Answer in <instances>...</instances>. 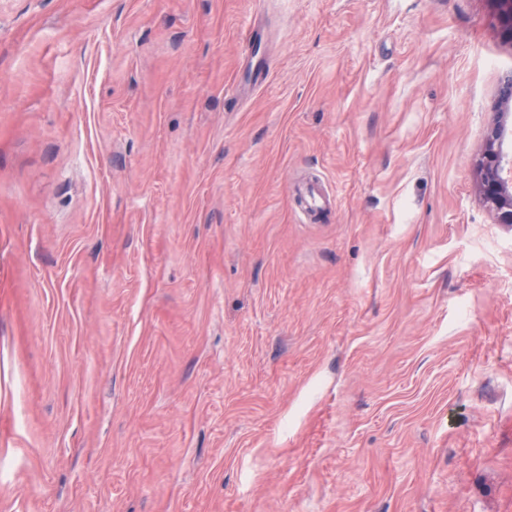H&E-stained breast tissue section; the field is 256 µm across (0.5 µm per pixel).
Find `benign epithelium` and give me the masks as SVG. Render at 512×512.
<instances>
[{"label":"benign epithelium","mask_w":512,"mask_h":512,"mask_svg":"<svg viewBox=\"0 0 512 512\" xmlns=\"http://www.w3.org/2000/svg\"><path fill=\"white\" fill-rule=\"evenodd\" d=\"M512 115V74L505 78L497 104V120L486 133L478 160L477 190L494 214L496 223L512 224V158L503 150L506 120Z\"/></svg>","instance_id":"1"}]
</instances>
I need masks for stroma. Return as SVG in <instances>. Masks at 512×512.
<instances>
[{"label":"stroma","mask_w":512,"mask_h":512,"mask_svg":"<svg viewBox=\"0 0 512 512\" xmlns=\"http://www.w3.org/2000/svg\"><path fill=\"white\" fill-rule=\"evenodd\" d=\"M264 9L0 0V512H512L495 6ZM495 123L486 133L485 147L478 160L477 190L494 214L496 223L512 224V157L503 150L506 120L512 111V74L500 89Z\"/></svg>","instance_id":"obj_1"}]
</instances>
